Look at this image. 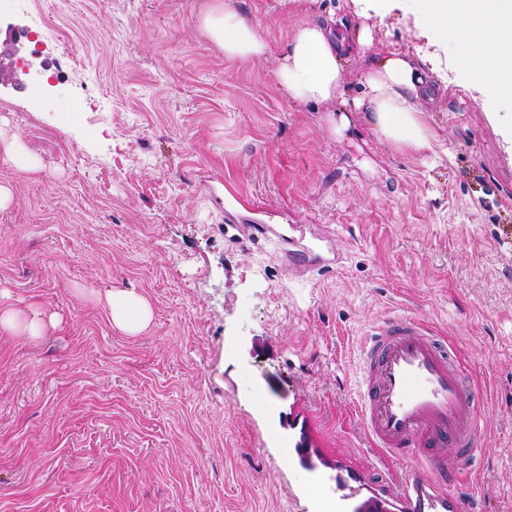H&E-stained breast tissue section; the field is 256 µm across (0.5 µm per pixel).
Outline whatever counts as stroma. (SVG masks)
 <instances>
[{"instance_id": "1", "label": "stroma", "mask_w": 512, "mask_h": 512, "mask_svg": "<svg viewBox=\"0 0 512 512\" xmlns=\"http://www.w3.org/2000/svg\"><path fill=\"white\" fill-rule=\"evenodd\" d=\"M214 0H0V512H315L312 487L403 512L357 410L360 356L391 316L429 323L474 382L479 453L447 492L512 512V105L487 98L406 0H235L267 59L225 57ZM335 13L372 31L346 97L395 51L438 95V140L380 143L359 114L288 99L276 59ZM19 142L37 169L5 151ZM241 195L235 221L224 196ZM308 246L289 271L281 238ZM142 295L131 335L106 297ZM310 448L313 467L286 459ZM0 328L30 339H37L43 335L45 324L36 315L25 318L11 309H0Z\"/></svg>"}]
</instances>
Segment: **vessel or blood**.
I'll return each mask as SVG.
<instances>
[{
	"label": "vessel or blood",
	"instance_id": "vessel-or-blood-1",
	"mask_svg": "<svg viewBox=\"0 0 512 512\" xmlns=\"http://www.w3.org/2000/svg\"><path fill=\"white\" fill-rule=\"evenodd\" d=\"M360 372L358 407L372 446L426 464L401 487L410 512H468L465 499L436 489L448 479V456L468 459L479 445L472 388L453 350L420 320L390 317L367 335Z\"/></svg>",
	"mask_w": 512,
	"mask_h": 512
}]
</instances>
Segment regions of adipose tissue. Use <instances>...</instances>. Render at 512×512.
I'll list each match as a JSON object with an SVG mask.
<instances>
[{
	"label": "adipose tissue",
	"instance_id": "ef3b65f1",
	"mask_svg": "<svg viewBox=\"0 0 512 512\" xmlns=\"http://www.w3.org/2000/svg\"><path fill=\"white\" fill-rule=\"evenodd\" d=\"M418 21L459 46V61L489 97L512 103V0H413ZM202 26L226 57L260 59L268 52L258 27L241 15L233 0H216ZM369 31L334 35L332 21L299 26L276 60V78L288 98L298 104L340 103L343 109L332 131L346 129L356 112L378 140L398 151L421 153L437 138L428 124L423 102L429 89L411 62L391 52L362 75V92L346 99L343 61L353 48H365ZM109 319L136 334L152 318L149 303L132 292L107 298Z\"/></svg>",
	"mask_w": 512,
	"mask_h": 512
}]
</instances>
